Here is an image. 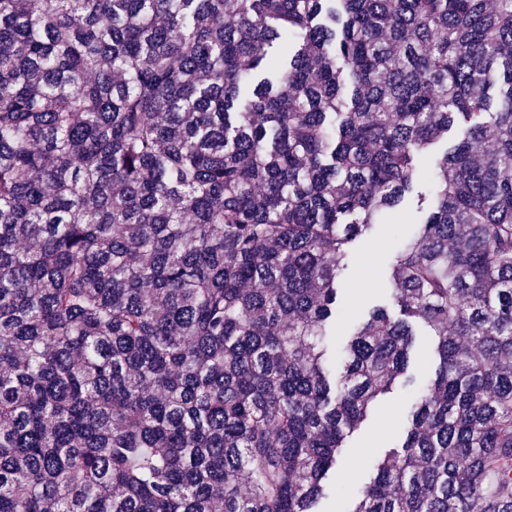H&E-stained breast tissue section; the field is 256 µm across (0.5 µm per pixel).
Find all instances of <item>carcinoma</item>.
Returning a JSON list of instances; mask_svg holds the SVG:
<instances>
[{
  "label": "carcinoma",
  "instance_id": "1",
  "mask_svg": "<svg viewBox=\"0 0 512 512\" xmlns=\"http://www.w3.org/2000/svg\"><path fill=\"white\" fill-rule=\"evenodd\" d=\"M435 205L323 364L348 244ZM512 512V0H0V512ZM414 331L415 347L405 376L397 381L392 393L371 410L360 429L346 438L338 456L334 483L357 489L372 476L368 466L373 459L392 449H401L413 403L412 390L423 384L434 370L433 345L427 329L416 325ZM406 379L411 383L407 384ZM362 450L363 458L358 464L357 456Z\"/></svg>",
  "mask_w": 512,
  "mask_h": 512
}]
</instances>
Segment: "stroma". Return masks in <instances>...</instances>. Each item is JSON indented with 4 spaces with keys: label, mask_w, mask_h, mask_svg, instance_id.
<instances>
[{
    "label": "stroma",
    "mask_w": 512,
    "mask_h": 512,
    "mask_svg": "<svg viewBox=\"0 0 512 512\" xmlns=\"http://www.w3.org/2000/svg\"><path fill=\"white\" fill-rule=\"evenodd\" d=\"M425 190V185L416 184L402 207L382 216L369 233L350 244L347 268L338 282L341 313L331 323L326 338L329 346L326 367L331 374L339 373L338 351L362 316L381 306L391 317H398L389 269L432 208L433 201L425 197ZM414 331L415 347L404 379L397 381L391 394L371 410L360 429L347 437L337 460L334 483L359 487L371 477L373 459L401 448L404 443L413 403L412 390L423 384L434 370L433 345L427 329L418 325Z\"/></svg>",
    "instance_id": "stroma-1"
}]
</instances>
